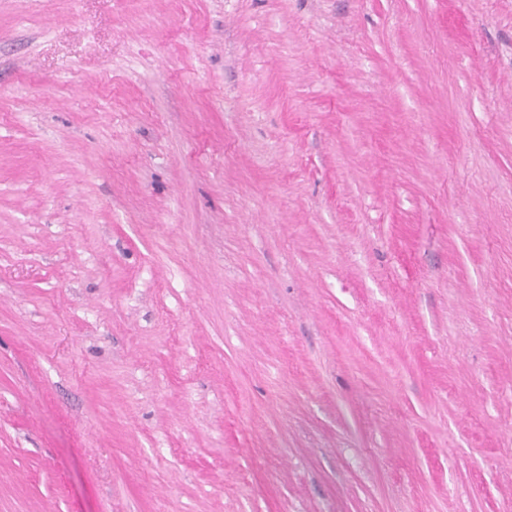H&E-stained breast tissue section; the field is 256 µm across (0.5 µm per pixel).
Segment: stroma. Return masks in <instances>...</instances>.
Instances as JSON below:
<instances>
[{"instance_id": "obj_1", "label": "stroma", "mask_w": 512, "mask_h": 512, "mask_svg": "<svg viewBox=\"0 0 512 512\" xmlns=\"http://www.w3.org/2000/svg\"><path fill=\"white\" fill-rule=\"evenodd\" d=\"M0 512H512V0H0Z\"/></svg>"}]
</instances>
